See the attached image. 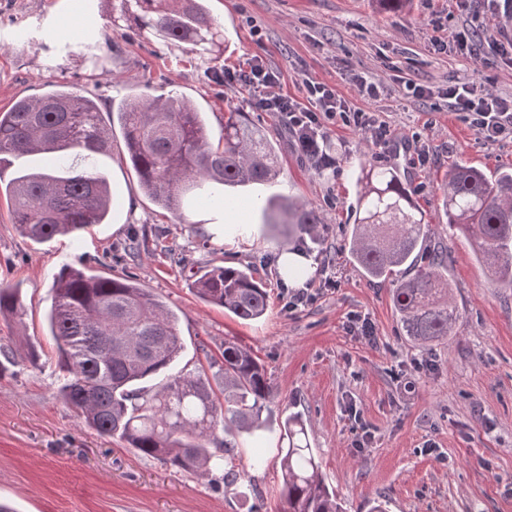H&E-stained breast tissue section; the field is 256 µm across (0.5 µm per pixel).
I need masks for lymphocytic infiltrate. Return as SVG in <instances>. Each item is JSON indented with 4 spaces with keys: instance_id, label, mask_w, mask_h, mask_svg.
<instances>
[{
    "instance_id": "lymphocytic-infiltrate-1",
    "label": "lymphocytic infiltrate",
    "mask_w": 512,
    "mask_h": 512,
    "mask_svg": "<svg viewBox=\"0 0 512 512\" xmlns=\"http://www.w3.org/2000/svg\"><path fill=\"white\" fill-rule=\"evenodd\" d=\"M280 79V71L259 57L247 66L225 69L223 76L225 84L251 90L256 109L276 113L282 119L297 150L315 170H332L337 164L327 143V121L341 119L364 129L377 142H388L390 131L385 124L370 119L366 113L351 110L346 100L328 84L306 81V99L300 102L276 93ZM448 98L455 109L465 112L471 126L483 139L493 141L505 132H512V99L489 92L478 95L464 83L449 86Z\"/></svg>"
}]
</instances>
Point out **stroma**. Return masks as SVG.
Segmentation results:
<instances>
[{
    "label": "stroma",
    "instance_id": "1",
    "mask_svg": "<svg viewBox=\"0 0 512 512\" xmlns=\"http://www.w3.org/2000/svg\"><path fill=\"white\" fill-rule=\"evenodd\" d=\"M73 5L0 0V109L60 84L103 109L132 89L174 92L204 112L211 144L221 143L228 113L260 124L281 172L274 185L238 190L234 206L198 205L176 215L144 194L117 131L99 169L129 209L78 237L41 244L15 229L0 189V284L19 287L27 309L23 325L0 320V345L21 353L33 344L41 355L38 366L22 363L0 377V502L15 512H281L280 425L298 413L325 482L348 512H368L378 499L390 512H512V290L488 280L471 241L442 207L450 165L512 171V133L483 140L447 95L449 86L470 83L512 98V59L497 50L512 39V5L474 0L464 11L455 0H412L406 10L385 12L375 0H208L228 44L202 56L128 27L102 0L79 19ZM464 28L486 65L452 47L435 50V36ZM63 42L71 53L54 54ZM255 56L281 72L278 93L300 100L305 80L327 83L351 109L385 122L393 143L328 122L338 165L316 172L277 114L257 111L248 89L220 80L225 68ZM355 72L383 84L384 93L363 97L351 81ZM417 85L425 96L415 95ZM363 165L393 170L409 189L427 226L419 266L428 265L433 247L448 258L460 318L446 343L424 348L407 340L392 302L397 277L369 281L349 258ZM277 194L319 213V237L267 234L248 200ZM223 222L256 230L230 248L208 230ZM134 233L146 244L131 258L123 247ZM286 245L313 265L303 282L313 299L295 309L276 264ZM81 258L106 277L133 275L175 314L184 345L177 369L203 372L221 390L228 340L264 364L272 387L264 426L231 435L236 465L253 481L228 488L221 473L200 477L140 456L85 427L58 397L56 344L46 322L50 288L55 273ZM206 265L254 271L267 288V314L244 321L198 299L192 274ZM354 314L374 323L378 345L351 332ZM367 431L373 440L365 446Z\"/></svg>",
    "mask_w": 512,
    "mask_h": 512
}]
</instances>
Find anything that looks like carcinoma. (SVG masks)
I'll use <instances>...</instances> for the list:
<instances>
[{"label":"carcinoma","instance_id":"1","mask_svg":"<svg viewBox=\"0 0 512 512\" xmlns=\"http://www.w3.org/2000/svg\"><path fill=\"white\" fill-rule=\"evenodd\" d=\"M124 20L150 30L167 45L191 52L223 44L202 0H120ZM90 98L68 89L21 97L0 110V182L12 159L44 156L47 168L18 170L5 186L12 223L38 243L75 236L103 224L114 198L96 169L112 140L113 126ZM118 118L128 155L143 192L172 212L204 184L226 188L268 183L277 176L274 143L263 128L237 112L224 121V146L209 143L195 103L183 96L129 94L108 110ZM359 216L350 233L351 260L371 279L396 269H415L425 225L409 191L389 169L361 167ZM442 205L448 223L474 243L477 260L501 288L512 289V172L486 174L456 164L448 169ZM263 223L286 225L313 237L322 226L313 208L269 199ZM446 257L400 281L392 301L408 340L431 347L448 339L459 317L453 304ZM193 289L202 301L242 320L268 310L262 281L247 268L217 265L199 270ZM48 314L57 346V394L84 424L102 437L117 438L138 453L184 472L224 473V487L241 473L226 467L235 446L219 436L235 426L252 431L269 399L265 366L253 352L224 343V403L209 379L172 372L183 350L174 314L133 277H103L65 266L54 276ZM19 290L0 286V318L22 324ZM38 365L34 347L17 357L0 349V377L17 361ZM280 498L288 512H346L344 501L324 480L301 416L283 422Z\"/></svg>","mask_w":512,"mask_h":512}]
</instances>
